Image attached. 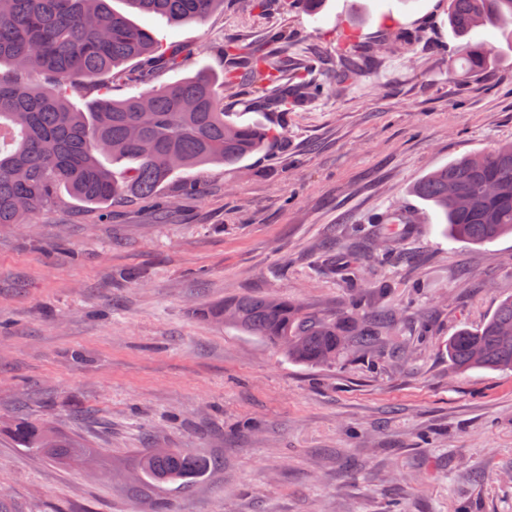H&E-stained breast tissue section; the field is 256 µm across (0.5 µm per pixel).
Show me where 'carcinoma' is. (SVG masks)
<instances>
[{
	"label": "carcinoma",
	"instance_id": "cac0c4a2",
	"mask_svg": "<svg viewBox=\"0 0 512 512\" xmlns=\"http://www.w3.org/2000/svg\"><path fill=\"white\" fill-rule=\"evenodd\" d=\"M139 12L170 24L203 20L224 0H125ZM448 27L457 39L452 63L460 77L486 70L494 45L473 40L477 31H499L512 49V0H448ZM288 49V33L262 44L224 48L223 77L198 71L173 83L153 85L166 71L181 68L194 49L160 45L153 33L133 25L108 0H0V224H25L46 211L61 191L87 204L105 205L132 197L157 202L159 190L179 172L207 164L237 167L266 152L283 134L266 125L240 124L224 108V89L242 81L258 85L262 102L286 112L326 88L302 77L283 84L269 46ZM344 78L359 81L364 69L356 50L339 46ZM138 60L147 65L135 77L118 70ZM44 74L54 88L32 76ZM129 80L143 90L114 99L112 81ZM94 89L100 97L88 111L69 104L70 93ZM132 167L118 174L102 162ZM413 193L433 206L457 242L487 244L512 234V142L456 158L428 172ZM280 350L305 366L333 363L348 344L375 346L386 317L347 310L325 315L288 298L242 295L200 310ZM448 362L456 370L512 371V297L503 300L478 331L466 328L448 338ZM16 445L59 463L79 465L94 450L42 423L12 428ZM138 466L152 486L182 490L203 478L213 461L187 448H157L141 454Z\"/></svg>",
	"mask_w": 512,
	"mask_h": 512
}]
</instances>
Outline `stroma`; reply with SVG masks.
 Listing matches in <instances>:
<instances>
[{
  "instance_id": "35a3bbf8",
  "label": "stroma",
  "mask_w": 512,
  "mask_h": 512,
  "mask_svg": "<svg viewBox=\"0 0 512 512\" xmlns=\"http://www.w3.org/2000/svg\"><path fill=\"white\" fill-rule=\"evenodd\" d=\"M136 21L196 49L165 81L223 73L227 41L285 29L281 73L319 57L309 77L331 92L276 114L248 84L225 91L235 121L283 124L286 147L240 171L192 170L197 197L173 177L169 213L64 193L47 215L0 225V496L24 512H154L164 498L175 512H512V371L459 373L445 351L512 296V236L453 241L412 193L430 170L512 142V57L452 77L448 0H327L314 16L224 0L202 23ZM348 38L375 51L353 85L337 78ZM399 208L411 221L388 246L372 221ZM245 293L327 312L355 300L397 320L375 350L306 367L192 313ZM22 417L95 455L66 466L19 448ZM146 448L215 465L186 491L149 489Z\"/></svg>"
}]
</instances>
